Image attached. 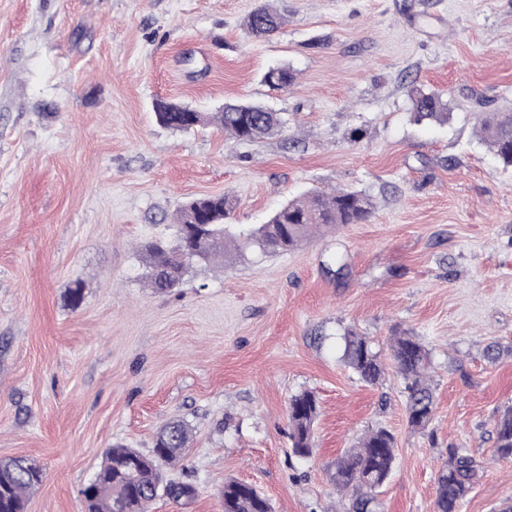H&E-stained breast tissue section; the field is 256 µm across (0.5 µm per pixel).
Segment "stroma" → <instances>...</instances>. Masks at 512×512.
<instances>
[{"label":"stroma","mask_w":512,"mask_h":512,"mask_svg":"<svg viewBox=\"0 0 512 512\" xmlns=\"http://www.w3.org/2000/svg\"><path fill=\"white\" fill-rule=\"evenodd\" d=\"M263 3L286 22L256 39ZM281 65L295 83L271 88ZM413 87L441 93L447 121H416ZM478 98L512 108V0H0V458L41 465L27 512H83L105 449L149 451L175 418L194 434L172 474L197 496L150 512H224L228 478L274 512H343L336 461L377 427L396 438L379 512H433L451 446L489 462L460 512H512V460L491 459L512 356H484L512 344V170L479 141ZM160 100L253 101L288 127L258 143L174 132ZM333 188L369 195V219L150 288L138 249L172 238L184 201L228 194L253 225ZM400 327L431 352L423 432L388 364ZM349 329L387 362L378 384L342 363ZM302 390L320 401L304 460L288 439Z\"/></svg>","instance_id":"obj_1"}]
</instances>
